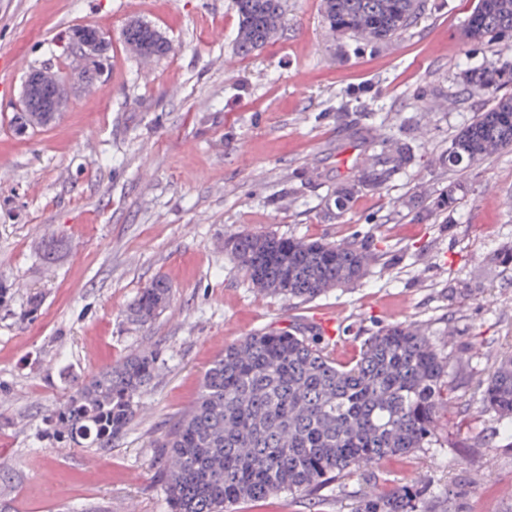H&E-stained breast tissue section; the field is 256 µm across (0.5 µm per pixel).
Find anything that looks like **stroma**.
Listing matches in <instances>:
<instances>
[{
  "instance_id": "stroma-1",
  "label": "stroma",
  "mask_w": 512,
  "mask_h": 512,
  "mask_svg": "<svg viewBox=\"0 0 512 512\" xmlns=\"http://www.w3.org/2000/svg\"><path fill=\"white\" fill-rule=\"evenodd\" d=\"M475 0H427L417 25L378 46L333 36L321 0H285V26L237 55L234 0H0V512H169L153 442L195 402L212 361L244 336L340 311L330 355L348 362L379 328L409 322L447 362L456 406L425 447L356 469L312 494L282 493L233 512H356L372 490L418 481L426 512H512V424L483 391L512 345V149L470 168L439 164L452 136L487 107L460 72L512 50L461 39ZM139 20L171 46L130 53ZM108 41L106 67L79 79L73 26ZM49 68L66 103L48 127L18 134L28 71ZM371 113L359 148L349 121ZM407 139L414 158L383 189L328 207L358 160ZM464 194L447 215L425 208L449 181ZM242 232L377 240L359 282L307 304L257 294L224 242ZM68 244L55 263L41 245ZM172 286L151 324L126 318L156 276ZM472 293L452 299L454 288ZM40 305L28 313L31 298ZM160 353L144 404L106 448L58 446L45 418L77 383L140 351ZM460 486L455 499L446 488Z\"/></svg>"
}]
</instances>
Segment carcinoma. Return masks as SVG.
<instances>
[{
  "label": "carcinoma",
  "instance_id": "cac0c4a2",
  "mask_svg": "<svg viewBox=\"0 0 512 512\" xmlns=\"http://www.w3.org/2000/svg\"><path fill=\"white\" fill-rule=\"evenodd\" d=\"M236 50L247 57L272 41L284 24V0H235ZM425 0H322L332 34L386 43L416 25ZM463 38L512 47V0H477ZM144 58L170 48L151 25L123 38ZM463 90L490 95L492 105L450 140L442 164L452 171L512 148V64L488 61L459 74ZM411 158L405 143L362 165L357 179L336 188L334 205L348 210L363 189H380ZM464 186L448 183L433 199L453 213ZM66 249L42 245L47 263ZM253 286L290 301L312 302L361 280L375 258L371 241L288 239L239 233L225 242ZM171 285L157 276L126 311L145 326L169 305ZM326 337L295 325L243 337L224 348L207 370L193 406L154 441L161 449L170 512H230L235 504L279 493H309L354 467L406 454L432 441L439 412L450 407L441 390L446 362L417 326L396 322L368 337L358 355L340 363ZM157 354L126 357L83 382L51 415L54 434L74 444L104 447L134 420L157 368ZM485 406L512 420V352L487 379ZM425 488L415 483L392 493L370 492L358 512H425Z\"/></svg>",
  "mask_w": 512,
  "mask_h": 512
}]
</instances>
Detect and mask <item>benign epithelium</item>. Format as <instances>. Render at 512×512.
<instances>
[{"label":"benign epithelium","mask_w":512,"mask_h":512,"mask_svg":"<svg viewBox=\"0 0 512 512\" xmlns=\"http://www.w3.org/2000/svg\"><path fill=\"white\" fill-rule=\"evenodd\" d=\"M67 38L80 51L83 76L88 80L98 76L105 45L102 33L89 26H77L68 31ZM64 103L63 85L56 73L47 69L31 71L21 93L17 132L23 134L31 126L51 124Z\"/></svg>","instance_id":"obj_1"}]
</instances>
